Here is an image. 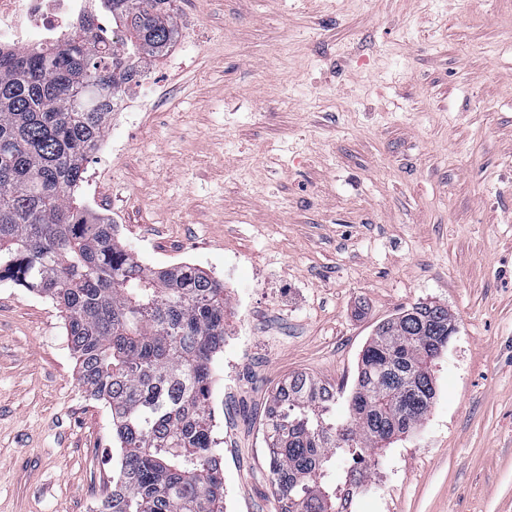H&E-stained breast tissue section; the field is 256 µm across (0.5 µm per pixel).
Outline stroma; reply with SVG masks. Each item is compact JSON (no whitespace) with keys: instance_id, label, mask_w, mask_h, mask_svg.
<instances>
[{"instance_id":"35a3bbf8","label":"stroma","mask_w":512,"mask_h":512,"mask_svg":"<svg viewBox=\"0 0 512 512\" xmlns=\"http://www.w3.org/2000/svg\"><path fill=\"white\" fill-rule=\"evenodd\" d=\"M78 200L142 265L225 289L214 436L227 512H279L263 423L302 372L350 390L375 326L418 302L458 327L436 397L352 512H512V0H177ZM112 415L52 300L0 283V512H93Z\"/></svg>"}]
</instances>
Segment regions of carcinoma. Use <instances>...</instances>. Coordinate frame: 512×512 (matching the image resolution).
Returning <instances> with one entry per match:
<instances>
[{"label": "carcinoma", "mask_w": 512, "mask_h": 512, "mask_svg": "<svg viewBox=\"0 0 512 512\" xmlns=\"http://www.w3.org/2000/svg\"><path fill=\"white\" fill-rule=\"evenodd\" d=\"M52 44L0 49V282L50 298L88 396L110 407L119 474L95 512H224L210 407L224 349V283L184 265L155 271L116 225L75 203L111 106L177 35L175 0H98ZM121 36L96 35L99 14ZM448 308L416 303L380 322L361 353L348 416L336 389L298 374L274 390L264 437L280 512H339L341 448L364 468L431 410L432 366L456 333Z\"/></svg>", "instance_id": "obj_1"}]
</instances>
